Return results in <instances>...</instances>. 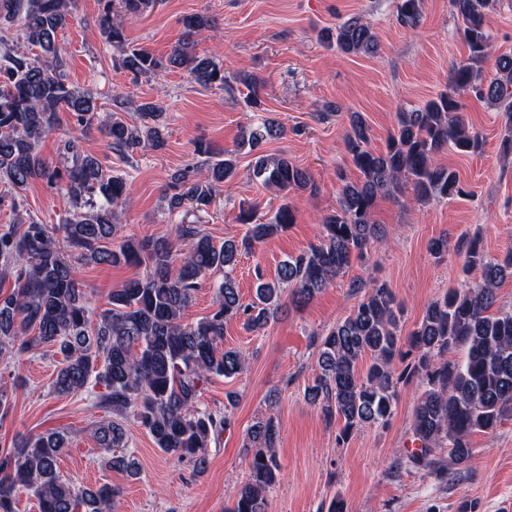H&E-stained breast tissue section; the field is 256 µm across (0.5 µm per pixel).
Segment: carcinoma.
Here are the masks:
<instances>
[{"mask_svg":"<svg viewBox=\"0 0 512 512\" xmlns=\"http://www.w3.org/2000/svg\"><path fill=\"white\" fill-rule=\"evenodd\" d=\"M112 0H105L99 26L108 43L118 49L117 65L134 77L158 76L178 69L202 86L247 89L245 104L261 109L263 81L224 73L214 57L195 51L194 37L212 27L201 14L182 20L184 39L165 56L127 48L121 20L114 18ZM496 0H451L458 33L467 47L466 60L454 64L448 86L421 106L397 113L394 134L385 149L371 147L370 128L358 112L350 116L345 148L361 173L356 181L342 179L339 208L322 218L318 243L282 261L277 277L256 275L255 296L241 302L234 270L249 253L294 224L288 194H314L312 175L285 154L268 155L264 145L283 137L284 127L272 118L247 126L238 149L255 156L253 178L281 195V204L266 222L241 215L244 236L216 244L192 224L181 225L179 238L189 241L184 253L164 239L128 238L114 241L121 207L128 197L127 182L103 169L99 158L81 148V136L94 121L109 148L126 158L144 144L165 146L164 112L153 102L138 105L141 125L121 115L127 101L111 96L108 104L74 87L58 33L75 18L76 0H0V21L17 32L30 54L8 42L0 48V184L12 190L0 205L17 214L21 192L33 181L63 190L72 211L61 227L64 243L53 228L34 218H18L21 233L0 232V273L14 280L11 292L0 291V352L20 355L40 346H53L62 355L52 391L59 395L102 387L94 404L119 416L132 410L165 454L192 464L198 473L207 467V448L231 426L229 409L238 393H225L224 411L200 406V392L214 376L231 379L246 369L245 355L226 349L224 327L241 320L250 330L268 325L281 312L283 296L295 307L307 305L332 287L349 267L383 239L384 228L373 220L380 196L398 197L411 190L413 200L465 196L459 176L440 163L446 149L462 155L482 152V134L462 114L464 99L475 98L506 114L502 149L512 154V56L493 57L489 16ZM424 0H400L397 22L416 29ZM336 47L346 55H372L377 37L359 15L336 28ZM67 111L75 132L59 144L60 161L44 158L40 142L56 132L59 112ZM200 164L172 173L165 190L167 210L205 207L213 195L236 175L237 156L229 151L199 147ZM464 271L481 270V279L448 290L425 309L421 322L402 336L403 306L384 282L375 284L343 321L319 337L318 375L307 387V398L325 421L343 422L339 440L365 425L385 426L398 399L397 385L417 378L426 384L413 416L418 451L410 460L428 464L434 448L448 447L453 464L472 458L470 438L491 434L512 411V310L496 308L497 289L512 277V252L488 255L477 237L465 240ZM120 266L147 264L146 273L113 290L107 308L95 311L80 288L76 262ZM220 272L214 309L195 321L184 320L207 273ZM462 352L459 360L448 354ZM370 356L367 369L360 361ZM412 360L395 373V360ZM99 447L111 453L112 467L129 477L139 466L127 447V425L117 418L93 431ZM278 422L270 415L247 431L250 457L248 479L230 495L226 512H269L267 493L279 479L276 459ZM60 432L22 439L0 451V512H16L23 492L31 493L39 512H111L119 489L102 484L84 487L60 474L58 460L67 448Z\"/></svg>","mask_w":512,"mask_h":512,"instance_id":"carcinoma-1","label":"carcinoma"}]
</instances>
